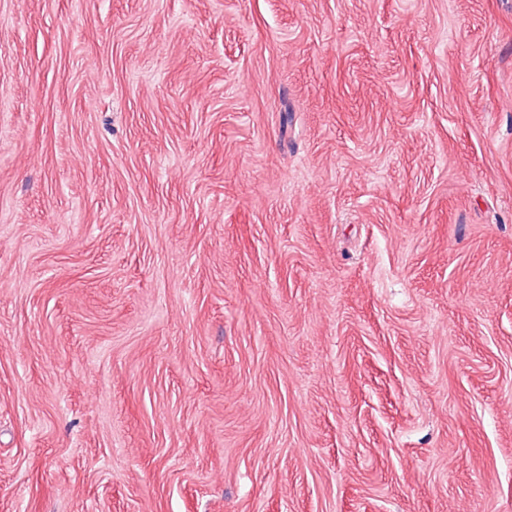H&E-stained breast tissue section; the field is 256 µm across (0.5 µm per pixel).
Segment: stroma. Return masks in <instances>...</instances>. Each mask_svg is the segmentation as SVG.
I'll return each instance as SVG.
<instances>
[{
	"instance_id": "obj_1",
	"label": "stroma",
	"mask_w": 512,
	"mask_h": 512,
	"mask_svg": "<svg viewBox=\"0 0 512 512\" xmlns=\"http://www.w3.org/2000/svg\"><path fill=\"white\" fill-rule=\"evenodd\" d=\"M0 512H512V0H0Z\"/></svg>"
}]
</instances>
